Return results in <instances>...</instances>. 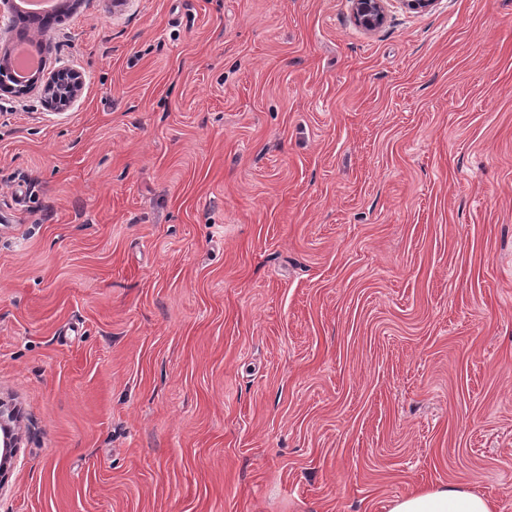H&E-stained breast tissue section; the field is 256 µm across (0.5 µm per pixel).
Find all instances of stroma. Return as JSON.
<instances>
[{"label": "stroma", "mask_w": 512, "mask_h": 512, "mask_svg": "<svg viewBox=\"0 0 512 512\" xmlns=\"http://www.w3.org/2000/svg\"><path fill=\"white\" fill-rule=\"evenodd\" d=\"M0 92V512H512V0H76ZM386 0H351L354 19L362 29L373 31L386 18ZM18 417L13 408L0 399V483L12 467L16 456ZM389 512H495V503L463 485L414 490L392 502Z\"/></svg>", "instance_id": "obj_1"}]
</instances>
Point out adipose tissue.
I'll return each instance as SVG.
<instances>
[{
	"instance_id": "obj_1",
	"label": "adipose tissue",
	"mask_w": 512,
	"mask_h": 512,
	"mask_svg": "<svg viewBox=\"0 0 512 512\" xmlns=\"http://www.w3.org/2000/svg\"><path fill=\"white\" fill-rule=\"evenodd\" d=\"M389 512H495L493 500L462 485L414 490L392 502Z\"/></svg>"
}]
</instances>
